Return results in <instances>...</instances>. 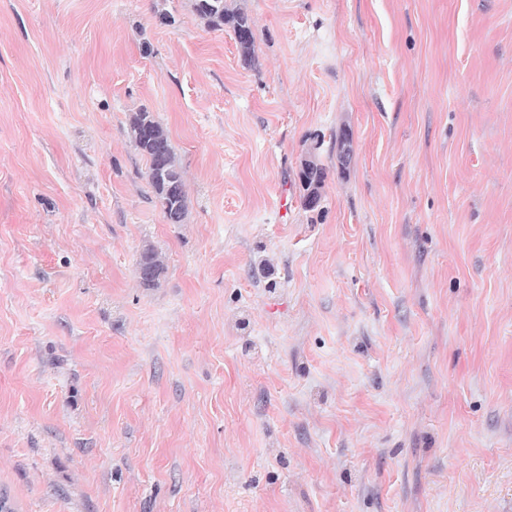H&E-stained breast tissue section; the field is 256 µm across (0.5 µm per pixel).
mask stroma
Returning <instances> with one entry per match:
<instances>
[{"label":"stroma","instance_id":"stroma-1","mask_svg":"<svg viewBox=\"0 0 512 512\" xmlns=\"http://www.w3.org/2000/svg\"><path fill=\"white\" fill-rule=\"evenodd\" d=\"M234 2L251 65L191 0L171 25L0 0V487L20 512H512V0ZM130 129L136 148L148 162V178L165 218L171 224H181L187 211L185 179L180 167L174 162V154L167 132L146 109L131 117ZM167 163L166 178L155 179L159 167ZM326 177H327V172H326L325 167L319 165L318 163H316V166L310 175L304 176L303 171L300 172L301 186L304 191L303 195H301L300 197H301V203L305 209L310 210V211H315L319 207L321 199H322L320 190L322 189V186L325 183ZM312 189L316 193V196H317V200H316L317 202L315 205H310L309 203L306 202L308 193ZM140 285L153 288L157 285L163 264L157 253L150 247L144 248L138 260Z\"/></svg>","mask_w":512,"mask_h":512}]
</instances>
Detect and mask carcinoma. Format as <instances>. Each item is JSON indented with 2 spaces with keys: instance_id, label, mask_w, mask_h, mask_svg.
<instances>
[{
  "instance_id": "1",
  "label": "carcinoma",
  "mask_w": 512,
  "mask_h": 512,
  "mask_svg": "<svg viewBox=\"0 0 512 512\" xmlns=\"http://www.w3.org/2000/svg\"><path fill=\"white\" fill-rule=\"evenodd\" d=\"M197 15L208 28L221 31L230 28L238 46L241 59L248 65L255 61V36L253 21L249 14L228 3V0H193ZM130 129L136 148L148 162V178L156 198L161 204L165 218L171 224L183 222L187 211V194L182 170L174 162V154L167 132L146 109L134 113ZM325 167L316 165L308 176H300L303 195L301 203L305 209L315 211L318 205L307 203L308 193H316L322 199L320 190L325 183ZM140 285L153 288L157 285L163 264L157 253L150 247L142 250L139 260Z\"/></svg>"
}]
</instances>
